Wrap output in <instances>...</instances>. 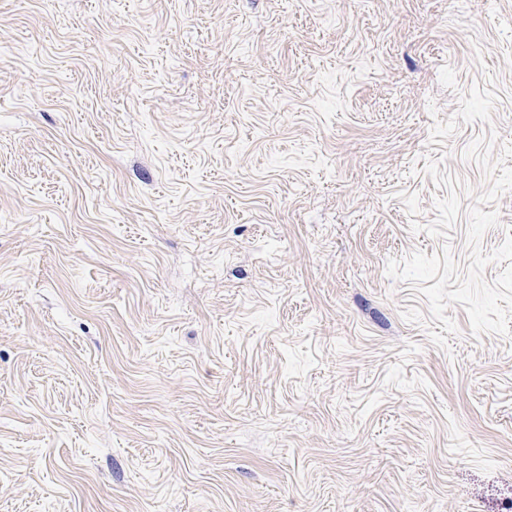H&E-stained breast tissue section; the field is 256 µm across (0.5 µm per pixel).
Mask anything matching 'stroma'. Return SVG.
Listing matches in <instances>:
<instances>
[{"instance_id":"1","label":"stroma","mask_w":512,"mask_h":512,"mask_svg":"<svg viewBox=\"0 0 512 512\" xmlns=\"http://www.w3.org/2000/svg\"><path fill=\"white\" fill-rule=\"evenodd\" d=\"M0 512H512V0H0Z\"/></svg>"}]
</instances>
